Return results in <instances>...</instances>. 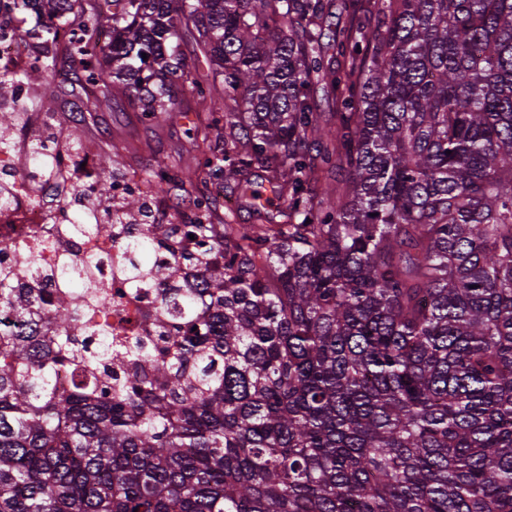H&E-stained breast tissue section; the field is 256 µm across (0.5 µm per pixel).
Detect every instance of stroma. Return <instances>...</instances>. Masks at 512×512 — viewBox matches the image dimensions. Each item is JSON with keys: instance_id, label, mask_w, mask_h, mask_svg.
I'll list each match as a JSON object with an SVG mask.
<instances>
[{"instance_id": "1", "label": "stroma", "mask_w": 512, "mask_h": 512, "mask_svg": "<svg viewBox=\"0 0 512 512\" xmlns=\"http://www.w3.org/2000/svg\"><path fill=\"white\" fill-rule=\"evenodd\" d=\"M48 92L55 97L53 125L92 149L112 151L121 163V176L135 171L140 173L156 165L168 167L173 174L194 170L198 151L184 131L203 120L205 113L188 90L179 91L169 112L150 121L142 120L139 112L124 99L102 103L98 112L82 116L78 113L79 100L60 94L55 85L50 86ZM213 189L214 183L208 174L197 172L188 191H173L167 210L157 211L156 221L168 224L176 217L189 216L194 210L193 199L207 195L212 199L208 223H253L245 199L228 190L217 197Z\"/></svg>"}]
</instances>
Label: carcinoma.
Returning a JSON list of instances; mask_svg holds the SVG:
<instances>
[{
    "label": "carcinoma",
    "instance_id": "obj_1",
    "mask_svg": "<svg viewBox=\"0 0 512 512\" xmlns=\"http://www.w3.org/2000/svg\"><path fill=\"white\" fill-rule=\"evenodd\" d=\"M41 2L39 54L0 75V101L61 54L88 112L123 97L155 118L186 85L222 114L185 131L207 143L197 164L258 223L118 242L193 173L159 165L113 205L119 162L99 152L92 202L112 222L67 230L126 250L162 346H113L92 269L74 278L64 255L25 282L0 267V512H512V0H381L374 25L363 0ZM189 26L203 80L179 52ZM22 121L0 108V149ZM178 232L194 235L173 253L185 290L150 278ZM114 356L126 372L100 380Z\"/></svg>",
    "mask_w": 512,
    "mask_h": 512
}]
</instances>
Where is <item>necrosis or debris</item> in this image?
<instances>
[{
    "label": "necrosis or debris",
    "mask_w": 512,
    "mask_h": 512,
    "mask_svg": "<svg viewBox=\"0 0 512 512\" xmlns=\"http://www.w3.org/2000/svg\"><path fill=\"white\" fill-rule=\"evenodd\" d=\"M28 152L24 142L15 143L13 152H0V176L12 179L15 187L12 202L0 208V262H16L22 247L28 249L30 267L38 273L54 267L58 253L64 251L75 261L93 262L100 287L112 294L108 315L113 334L132 336L149 332L158 306L153 288L129 290L120 274L121 254L99 234L66 233L72 209L82 204L81 196L73 197L68 206L51 209L33 201L31 184L38 173L34 166L24 162Z\"/></svg>",
    "instance_id": "necrosis-or-debris-1"
}]
</instances>
